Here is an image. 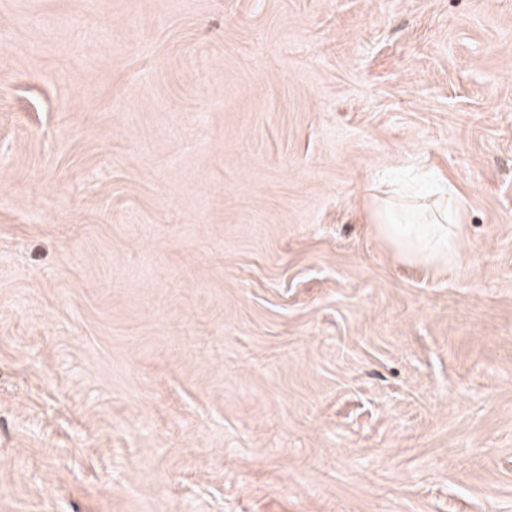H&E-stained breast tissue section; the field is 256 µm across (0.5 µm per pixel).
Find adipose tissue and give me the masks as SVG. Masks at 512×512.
Masks as SVG:
<instances>
[{
  "mask_svg": "<svg viewBox=\"0 0 512 512\" xmlns=\"http://www.w3.org/2000/svg\"><path fill=\"white\" fill-rule=\"evenodd\" d=\"M437 224H404L385 209L374 213L377 233L401 259L434 266L453 264L459 256L461 207L455 195H448Z\"/></svg>",
  "mask_w": 512,
  "mask_h": 512,
  "instance_id": "1",
  "label": "adipose tissue"
}]
</instances>
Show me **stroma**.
<instances>
[{
	"label": "stroma",
	"mask_w": 512,
	"mask_h": 512,
	"mask_svg": "<svg viewBox=\"0 0 512 512\" xmlns=\"http://www.w3.org/2000/svg\"><path fill=\"white\" fill-rule=\"evenodd\" d=\"M0 512H512V0H0ZM439 211L442 224H401L388 207L373 214L375 230L401 259L416 263L446 267L459 256L461 239L460 201L448 184V196ZM449 222V224H445ZM457 223V224H455Z\"/></svg>",
	"instance_id": "stroma-1"
}]
</instances>
